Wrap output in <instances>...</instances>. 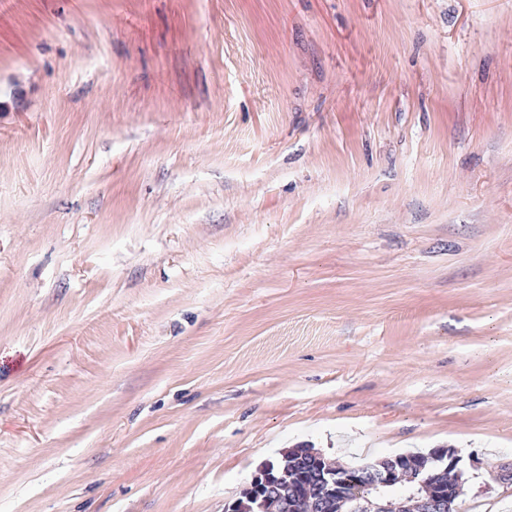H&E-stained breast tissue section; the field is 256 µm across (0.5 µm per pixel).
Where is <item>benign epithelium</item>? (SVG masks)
Here are the masks:
<instances>
[{"mask_svg": "<svg viewBox=\"0 0 512 512\" xmlns=\"http://www.w3.org/2000/svg\"><path fill=\"white\" fill-rule=\"evenodd\" d=\"M298 452V448L283 451L282 466L270 461L261 464L225 512H289L290 500L277 493L284 484L308 505V512H459V500L436 479V472L455 470L459 464V458L444 448L427 455L369 460L350 468L336 467L320 452L307 448L303 452L315 466L310 480L289 462ZM350 475L377 495L347 496L343 486Z\"/></svg>", "mask_w": 512, "mask_h": 512, "instance_id": "benign-epithelium-1", "label": "benign epithelium"}]
</instances>
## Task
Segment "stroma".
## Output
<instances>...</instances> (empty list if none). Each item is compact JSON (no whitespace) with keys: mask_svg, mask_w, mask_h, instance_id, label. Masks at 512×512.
Here are the masks:
<instances>
[{"mask_svg":"<svg viewBox=\"0 0 512 512\" xmlns=\"http://www.w3.org/2000/svg\"><path fill=\"white\" fill-rule=\"evenodd\" d=\"M301 445L512 512V0H0V512Z\"/></svg>","mask_w":512,"mask_h":512,"instance_id":"1","label":"stroma"}]
</instances>
